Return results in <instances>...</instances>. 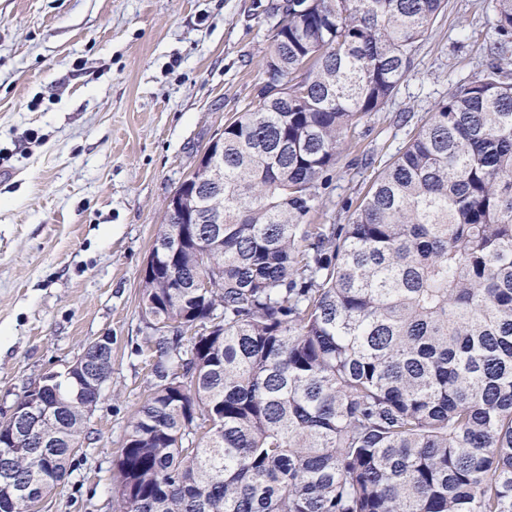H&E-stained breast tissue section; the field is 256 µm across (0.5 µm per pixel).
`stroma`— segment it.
Returning <instances> with one entry per match:
<instances>
[{"mask_svg": "<svg viewBox=\"0 0 512 512\" xmlns=\"http://www.w3.org/2000/svg\"><path fill=\"white\" fill-rule=\"evenodd\" d=\"M270 3L0 0V420L43 373L112 338L88 437L41 512H112L151 381L143 268L170 197L257 96ZM494 36L490 0H448L311 223L348 222L434 105L481 76Z\"/></svg>", "mask_w": 512, "mask_h": 512, "instance_id": "1", "label": "stroma"}]
</instances>
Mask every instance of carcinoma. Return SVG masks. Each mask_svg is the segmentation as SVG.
<instances>
[{"label": "carcinoma", "instance_id": "carcinoma-1", "mask_svg": "<svg viewBox=\"0 0 512 512\" xmlns=\"http://www.w3.org/2000/svg\"><path fill=\"white\" fill-rule=\"evenodd\" d=\"M482 76L436 103L346 224L308 223L341 148L448 0L271 5L266 85L224 126L186 223L208 243L142 281L153 383L113 512H512V0ZM279 92L269 95L270 86ZM60 374L32 453L0 429V512H34L86 439Z\"/></svg>", "mask_w": 512, "mask_h": 512}]
</instances>
